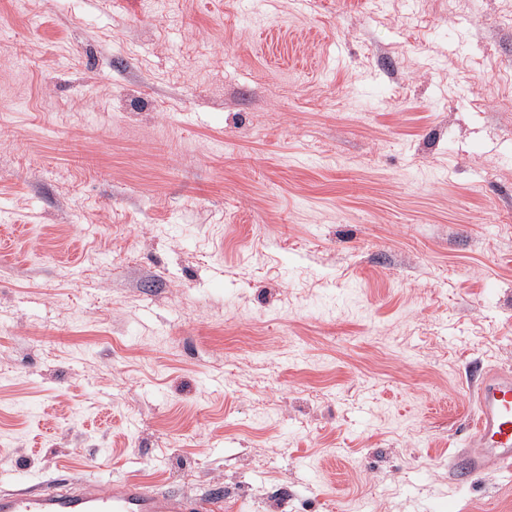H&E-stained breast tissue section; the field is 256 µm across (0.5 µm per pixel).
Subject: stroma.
Here are the masks:
<instances>
[{"instance_id": "stroma-1", "label": "stroma", "mask_w": 512, "mask_h": 512, "mask_svg": "<svg viewBox=\"0 0 512 512\" xmlns=\"http://www.w3.org/2000/svg\"><path fill=\"white\" fill-rule=\"evenodd\" d=\"M512 0H0V489L512 512ZM474 411L468 429L470 447L449 470L456 481L474 474H512V371L476 368L471 374Z\"/></svg>"}]
</instances>
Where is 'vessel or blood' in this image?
I'll list each match as a JSON object with an SVG mask.
<instances>
[{"mask_svg":"<svg viewBox=\"0 0 512 512\" xmlns=\"http://www.w3.org/2000/svg\"><path fill=\"white\" fill-rule=\"evenodd\" d=\"M472 405L467 441L471 447L450 469L454 480L474 474H512V371L476 368L471 374ZM220 492L190 495L154 489L125 478L105 488L86 475L51 479L30 490L0 491V512H223Z\"/></svg>","mask_w":512,"mask_h":512,"instance_id":"b4317fda","label":"vessel or blood"}]
</instances>
